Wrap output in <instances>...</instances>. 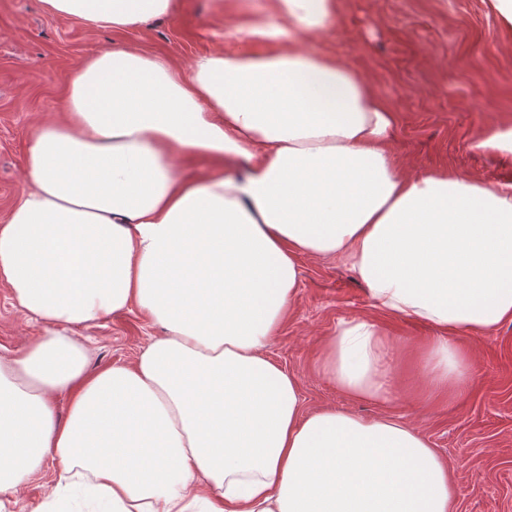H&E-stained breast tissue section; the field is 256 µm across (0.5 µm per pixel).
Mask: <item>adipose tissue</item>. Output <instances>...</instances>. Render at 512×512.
Segmentation results:
<instances>
[{
  "instance_id": "adipose-tissue-1",
  "label": "adipose tissue",
  "mask_w": 512,
  "mask_h": 512,
  "mask_svg": "<svg viewBox=\"0 0 512 512\" xmlns=\"http://www.w3.org/2000/svg\"><path fill=\"white\" fill-rule=\"evenodd\" d=\"M56 17L127 30L174 0H42ZM275 21L229 30L191 69L138 48L69 76L39 127L29 187L0 225V286L44 333L0 357V512L59 472L51 500L99 512H452L448 467L391 417L303 412L266 348L304 255L345 257L371 305L421 320L433 393L459 395L468 330L512 323V184L399 175L389 108L343 60L297 45L338 0H270ZM211 162L185 176L178 158ZM138 309L164 334L97 372L71 331ZM387 343L349 324L321 353L355 400H380ZM70 396L67 419L54 400Z\"/></svg>"
}]
</instances>
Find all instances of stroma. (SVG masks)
Masks as SVG:
<instances>
[{"label": "stroma", "mask_w": 512, "mask_h": 512, "mask_svg": "<svg viewBox=\"0 0 512 512\" xmlns=\"http://www.w3.org/2000/svg\"><path fill=\"white\" fill-rule=\"evenodd\" d=\"M174 3L169 14L112 31L48 15L41 0H0V225L27 187L31 135L64 116L71 70L100 51L135 46L189 68L200 56L235 51L224 28L250 21L267 0ZM298 45L341 58L391 109L388 149L401 175L447 172L489 187L512 183V154L472 147L483 133L512 129V30L489 0H340L331 29L301 36ZM298 270L296 299L266 353L297 377L304 410L393 417L447 463L461 488L454 512H512V323L457 336L469 358L465 390L435 396L427 366L412 355L435 336L430 324L374 309L344 257L305 255ZM356 322L376 324L387 338V400L351 399L321 369L322 347ZM41 333L0 288V354ZM160 333L134 309L72 335L97 371L133 362ZM56 471V461H48L12 495L10 512H52Z\"/></svg>", "instance_id": "obj_1"}]
</instances>
